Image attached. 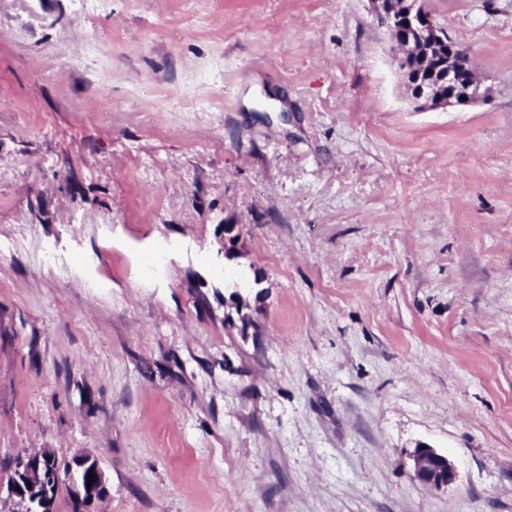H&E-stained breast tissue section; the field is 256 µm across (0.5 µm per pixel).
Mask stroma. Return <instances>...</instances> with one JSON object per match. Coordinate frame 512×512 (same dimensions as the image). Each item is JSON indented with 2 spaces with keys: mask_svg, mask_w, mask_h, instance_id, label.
Segmentation results:
<instances>
[{
  "mask_svg": "<svg viewBox=\"0 0 512 512\" xmlns=\"http://www.w3.org/2000/svg\"><path fill=\"white\" fill-rule=\"evenodd\" d=\"M425 7L485 100L369 0H0V512H512V0ZM370 2L373 4L375 18L392 32L398 48L402 51L411 49L415 56L424 50L420 57L423 70L429 67L427 75H432L433 78L440 73L441 80L439 84L443 83L444 87H447V92L442 94L431 79H426L423 82L424 84L421 85L418 96L414 98L417 110L447 109L448 107L459 106V101L468 105L474 104L482 98L481 82L477 77L471 72L468 80L465 81V78L460 75L455 53L462 63L471 69L467 51L460 41L456 40L458 43L455 41L457 47L460 48L455 53L453 49H448V54L445 55L439 52L436 55L430 54V49L438 50L441 46L438 41L446 43L445 38L448 40V34L444 33L443 36L439 32L431 17L427 15L422 1L400 0L397 9H401V12L398 16L393 15L394 10L388 6L386 0H370ZM397 22L399 23L398 26L396 25ZM417 42L419 48L417 50L412 49ZM426 45H429V47L425 48ZM427 82L431 83L432 90L430 92L425 90L424 85ZM437 92L439 94H436ZM461 97H466V100H461ZM413 477L422 486L447 487L455 482L457 474L452 460L426 445H418L412 452Z\"/></svg>",
  "mask_w": 512,
  "mask_h": 512,
  "instance_id": "1",
  "label": "stroma"
}]
</instances>
